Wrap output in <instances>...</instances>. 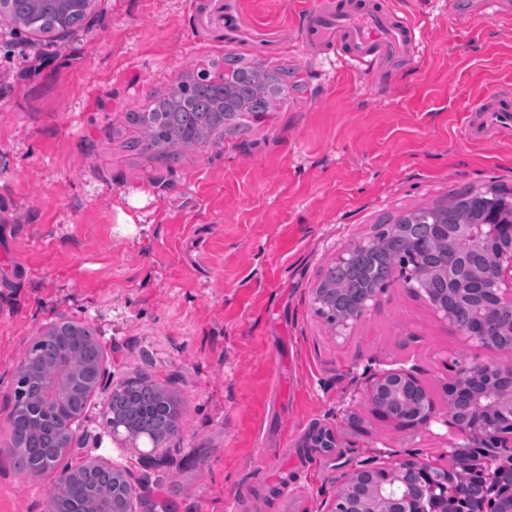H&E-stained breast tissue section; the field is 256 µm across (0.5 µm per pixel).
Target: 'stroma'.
Listing matches in <instances>:
<instances>
[{
	"mask_svg": "<svg viewBox=\"0 0 512 512\" xmlns=\"http://www.w3.org/2000/svg\"><path fill=\"white\" fill-rule=\"evenodd\" d=\"M341 3L93 0L90 26L50 43L0 18V512H48L55 474L3 447L21 360L61 320L94 331L108 375L145 374L182 409L137 512H282L283 477L300 512H326L359 464L439 461L453 433L396 428L366 379L414 371L443 414L448 361L489 352L400 278L341 335L313 293L381 217L512 188V134L466 132L479 98L512 91V8L390 0L421 44L375 75L301 36L307 11ZM227 52L287 65L286 99L171 169L124 148L125 112ZM106 402L86 404L85 457L137 468L102 426ZM321 430L335 447L306 451Z\"/></svg>",
	"mask_w": 512,
	"mask_h": 512,
	"instance_id": "obj_1",
	"label": "stroma"
}]
</instances>
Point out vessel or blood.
Segmentation results:
<instances>
[{"label":"vessel or blood","mask_w":512,"mask_h":512,"mask_svg":"<svg viewBox=\"0 0 512 512\" xmlns=\"http://www.w3.org/2000/svg\"><path fill=\"white\" fill-rule=\"evenodd\" d=\"M306 40L341 41L347 55L368 68L383 60H400L414 54L419 34L409 20L397 19L388 6L362 8L357 0H345L333 13L309 12L303 28ZM474 112L484 117L482 124L467 127L469 137L482 139L487 128L512 129V99L493 96L479 100Z\"/></svg>","instance_id":"vessel-or-blood-1"}]
</instances>
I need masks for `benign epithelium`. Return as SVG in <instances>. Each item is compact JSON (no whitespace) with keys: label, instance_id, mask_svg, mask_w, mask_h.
<instances>
[{"label":"benign epithelium","instance_id":"1","mask_svg":"<svg viewBox=\"0 0 512 512\" xmlns=\"http://www.w3.org/2000/svg\"><path fill=\"white\" fill-rule=\"evenodd\" d=\"M432 269L422 263L406 273L407 286L423 294L434 311L456 327L461 335L477 347L493 353L487 362L466 366L458 361L451 366L448 386V413L440 417L428 388L412 372L397 369L375 373L370 378L368 399L372 408L390 417L402 429L416 425L441 423L457 435L448 443L444 463L426 464L413 459H394L380 464L363 465L345 473L327 512H417V504L430 490L448 485V472L479 448V458L494 463L503 454L512 455V363L501 360L499 349L504 339L512 340V247L498 252L492 265L478 276L466 295L476 306L491 305L502 315L500 320L484 321L473 326L457 322L450 299L462 292L460 288H430ZM379 292L368 289L354 298L338 318V334L359 320ZM70 354L58 353L50 366L41 365L29 353L21 362L20 374L39 375V398L14 405L11 414L23 410L35 418L55 415L54 407L66 399L75 401L64 423L65 441L60 453L67 459L82 454L81 441L74 437L73 425L78 421L83 403L76 399L91 396L97 390H124L131 381L112 382L102 364L89 372L90 382L67 377ZM112 437L126 447H137L144 437L151 451L141 454L138 474L127 468H112V492L88 500H73L65 496L70 482L83 465L71 464L57 472L58 496L51 502L50 512H135L134 503L148 490L149 472L167 464L166 447L179 436L180 422L172 420L161 436L130 428L114 416L107 420ZM503 491L488 495L482 487L468 481L455 486L457 504L465 512H512V469L497 473Z\"/></svg>","mask_w":512,"mask_h":512}]
</instances>
